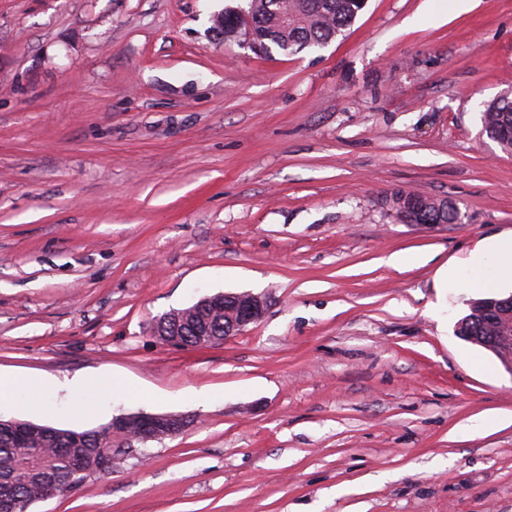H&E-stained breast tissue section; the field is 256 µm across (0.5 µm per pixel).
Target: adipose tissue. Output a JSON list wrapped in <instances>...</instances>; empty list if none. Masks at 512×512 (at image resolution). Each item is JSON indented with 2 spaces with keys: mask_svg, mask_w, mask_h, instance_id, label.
<instances>
[{
  "mask_svg": "<svg viewBox=\"0 0 512 512\" xmlns=\"http://www.w3.org/2000/svg\"><path fill=\"white\" fill-rule=\"evenodd\" d=\"M509 282L512 283V234L482 241L469 258L443 266L435 277L436 287L463 291H492Z\"/></svg>",
  "mask_w": 512,
  "mask_h": 512,
  "instance_id": "obj_1",
  "label": "adipose tissue"
}]
</instances>
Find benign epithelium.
I'll return each mask as SVG.
<instances>
[{
	"mask_svg": "<svg viewBox=\"0 0 512 512\" xmlns=\"http://www.w3.org/2000/svg\"><path fill=\"white\" fill-rule=\"evenodd\" d=\"M263 314L264 302L257 295L250 292L218 293L200 299L188 311L172 310L163 314L156 319L152 331L163 341L180 346V336L188 328L194 333L196 345L202 346L240 334L258 322ZM479 316L481 322L473 327L462 324L458 328L459 335L497 356L511 352L512 294L488 300ZM187 424V418L177 414H121L112 418V435L122 437L134 427L136 438L146 443L177 434Z\"/></svg>",
	"mask_w": 512,
	"mask_h": 512,
	"instance_id": "benign-epithelium-1",
	"label": "benign epithelium"
}]
</instances>
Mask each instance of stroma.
Returning a JSON list of instances; mask_svg holds the SVG:
<instances>
[{"label": "stroma", "instance_id": "1", "mask_svg": "<svg viewBox=\"0 0 512 512\" xmlns=\"http://www.w3.org/2000/svg\"><path fill=\"white\" fill-rule=\"evenodd\" d=\"M246 4L0 0V417L190 419L29 512H512V373L456 333L485 292L432 311L441 266L512 233L481 123L512 93V0H367L295 54L214 29ZM399 192L463 220L401 223ZM218 292L263 318L153 335Z\"/></svg>", "mask_w": 512, "mask_h": 512}]
</instances>
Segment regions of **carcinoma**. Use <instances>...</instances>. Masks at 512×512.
<instances>
[{"mask_svg":"<svg viewBox=\"0 0 512 512\" xmlns=\"http://www.w3.org/2000/svg\"><path fill=\"white\" fill-rule=\"evenodd\" d=\"M272 0H251L255 30L260 33L261 50L274 45L285 53L320 48L344 35L365 6L364 0H288V26H283ZM483 128L503 147L512 151V96L506 94L484 107ZM391 208L404 224H458L459 207L444 199H425L420 206L415 195L397 194ZM73 441L70 431L50 428L42 439L17 441L12 427L0 426V500L37 501L46 488L62 495L80 484L86 475L99 471L101 453L112 452V430L83 431ZM80 459L83 474L73 476L70 459Z\"/></svg>","mask_w":512,"mask_h":512,"instance_id":"cac0c4a2","label":"carcinoma"}]
</instances>
